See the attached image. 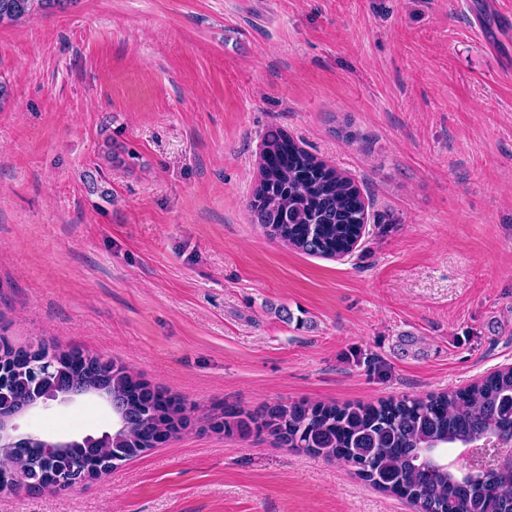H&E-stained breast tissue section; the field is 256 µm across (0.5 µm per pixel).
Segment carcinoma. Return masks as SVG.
<instances>
[{
  "instance_id": "carcinoma-1",
  "label": "carcinoma",
  "mask_w": 512,
  "mask_h": 512,
  "mask_svg": "<svg viewBox=\"0 0 512 512\" xmlns=\"http://www.w3.org/2000/svg\"><path fill=\"white\" fill-rule=\"evenodd\" d=\"M60 0H0V24L34 18ZM250 208L269 237L305 254L340 258L365 232L367 208L354 182L300 147L280 129L263 138L259 178ZM0 409L32 401L60 382L88 390L112 382V436L47 448L26 436L0 451V492L24 475L23 491L71 488L74 471L90 479L163 442L182 402L151 383L78 347L40 345V352L3 343ZM224 429L268 432L281 444L342 460L380 491L407 498L420 512H512V469L453 472L446 448H468L494 435L512 437V367L463 389L356 405L267 406L264 412H222Z\"/></svg>"
}]
</instances>
